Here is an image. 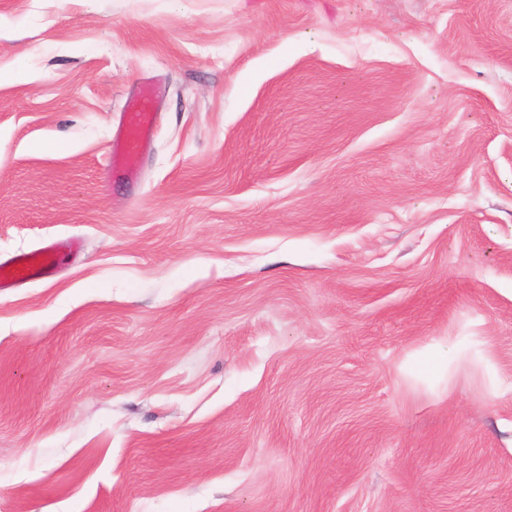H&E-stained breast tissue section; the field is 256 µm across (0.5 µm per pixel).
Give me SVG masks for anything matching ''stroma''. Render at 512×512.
<instances>
[{
  "label": "stroma",
  "instance_id": "35a3bbf8",
  "mask_svg": "<svg viewBox=\"0 0 512 512\" xmlns=\"http://www.w3.org/2000/svg\"><path fill=\"white\" fill-rule=\"evenodd\" d=\"M1 69L0 512H512V0H0ZM155 126L151 97L142 93L135 108L127 114V124L120 141V148L128 164L135 166L144 144L151 137ZM51 255L47 254L43 260H39L37 255L22 254L15 257L11 266L2 277L1 284L3 288H9L23 284L37 276H44L51 263Z\"/></svg>",
  "mask_w": 512,
  "mask_h": 512
}]
</instances>
